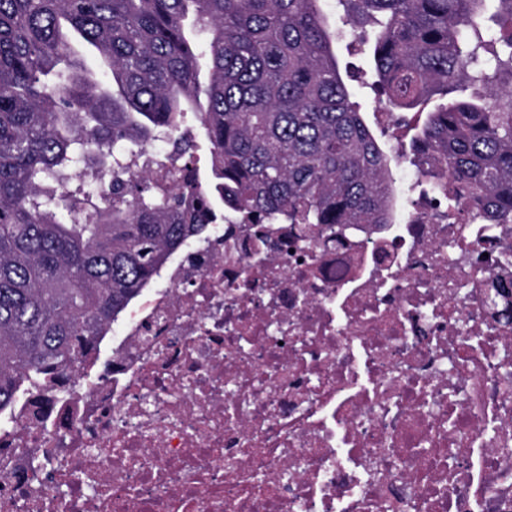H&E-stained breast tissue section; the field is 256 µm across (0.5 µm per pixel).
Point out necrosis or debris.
Returning <instances> with one entry per match:
<instances>
[{"label":"necrosis or debris","instance_id":"4bbe7bcc","mask_svg":"<svg viewBox=\"0 0 512 512\" xmlns=\"http://www.w3.org/2000/svg\"><path fill=\"white\" fill-rule=\"evenodd\" d=\"M0 512H512V221L213 225L0 425Z\"/></svg>","mask_w":512,"mask_h":512}]
</instances>
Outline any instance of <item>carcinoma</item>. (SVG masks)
Wrapping results in <instances>:
<instances>
[{
	"mask_svg": "<svg viewBox=\"0 0 512 512\" xmlns=\"http://www.w3.org/2000/svg\"><path fill=\"white\" fill-rule=\"evenodd\" d=\"M321 2L0 0V411L71 372L210 224L392 223L391 160ZM338 2L386 108L425 112L431 188L512 217V0ZM158 130L180 161L134 173Z\"/></svg>",
	"mask_w": 512,
	"mask_h": 512,
	"instance_id": "1",
	"label": "carcinoma"
}]
</instances>
